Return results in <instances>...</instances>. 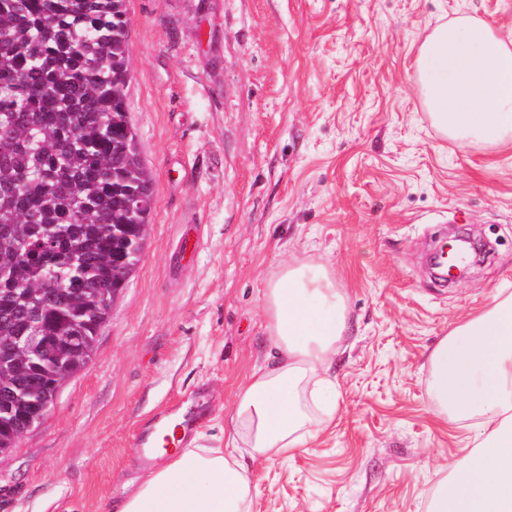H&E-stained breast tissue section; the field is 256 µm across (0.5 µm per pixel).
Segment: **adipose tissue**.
<instances>
[{"instance_id": "obj_1", "label": "adipose tissue", "mask_w": 512, "mask_h": 512, "mask_svg": "<svg viewBox=\"0 0 512 512\" xmlns=\"http://www.w3.org/2000/svg\"><path fill=\"white\" fill-rule=\"evenodd\" d=\"M425 108L446 135L512 143V37L488 21L437 25L413 63ZM267 332L279 355L253 371L230 417L226 444L158 450L159 463L118 512H252L260 464L305 451L336 416L330 369L347 331L344 294L325 266H284L264 289ZM429 387L440 423L475 419L474 445L450 460L427 512H512V292L457 324L432 349Z\"/></svg>"}]
</instances>
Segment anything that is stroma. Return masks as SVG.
I'll list each match as a JSON object with an SVG mask.
<instances>
[{
    "label": "stroma",
    "instance_id": "obj_1",
    "mask_svg": "<svg viewBox=\"0 0 512 512\" xmlns=\"http://www.w3.org/2000/svg\"><path fill=\"white\" fill-rule=\"evenodd\" d=\"M124 89L155 198L138 265L87 369L0 457V512H115L150 468L134 440L191 414L220 448L276 350L266 283L323 264L350 333L338 409L308 452L254 464L253 512H425L468 428L439 425L428 357L512 289V148L442 136L412 68L421 38L512 0H126ZM493 256L442 288L436 230Z\"/></svg>",
    "mask_w": 512,
    "mask_h": 512
}]
</instances>
